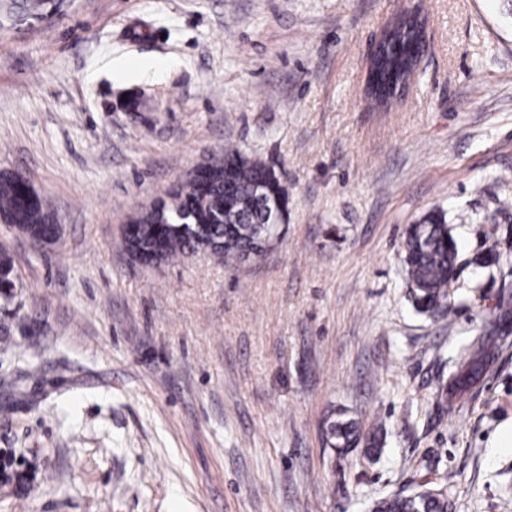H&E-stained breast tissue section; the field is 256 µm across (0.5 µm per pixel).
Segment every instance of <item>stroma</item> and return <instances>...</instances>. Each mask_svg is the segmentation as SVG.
I'll return each instance as SVG.
<instances>
[{
	"label": "stroma",
	"instance_id": "stroma-1",
	"mask_svg": "<svg viewBox=\"0 0 512 512\" xmlns=\"http://www.w3.org/2000/svg\"><path fill=\"white\" fill-rule=\"evenodd\" d=\"M0 0V173L55 215L0 224V452L33 478L0 512H371L444 492L512 512V334L477 388L436 396L512 296V16L502 0ZM422 8L428 51L386 112L363 91L381 30ZM236 148L289 193L282 237L224 265L146 266L135 209ZM446 214L450 315L418 313L406 228ZM357 421L381 455L324 431Z\"/></svg>",
	"mask_w": 512,
	"mask_h": 512
}]
</instances>
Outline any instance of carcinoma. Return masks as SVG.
Here are the masks:
<instances>
[{
	"label": "carcinoma",
	"instance_id": "1",
	"mask_svg": "<svg viewBox=\"0 0 512 512\" xmlns=\"http://www.w3.org/2000/svg\"><path fill=\"white\" fill-rule=\"evenodd\" d=\"M372 70L381 80L395 72L407 82L415 67L391 52L378 54ZM202 184L175 188L170 201L136 211L126 224L139 257L145 265L206 254L228 264L243 256H259L262 239H272L278 225L288 219V190L276 171L265 162L243 159L239 150L198 166ZM0 214L17 225L20 233L38 242L51 230L53 216L42 200L28 191L13 174L0 175ZM403 264L415 309L431 315L451 306L448 290L458 269V251L440 211H430L406 230ZM14 285V263L0 249V295L8 298ZM512 318V299L503 298L487 319V333L501 334L502 324ZM491 358L486 345L475 349L464 368L439 383L437 395L453 406L475 380L484 375ZM376 433L364 435L353 420L328 423L326 442L332 448L365 445L380 452ZM372 512H448V498L431 489L410 494L394 493L377 499Z\"/></svg>",
	"mask_w": 512,
	"mask_h": 512
}]
</instances>
